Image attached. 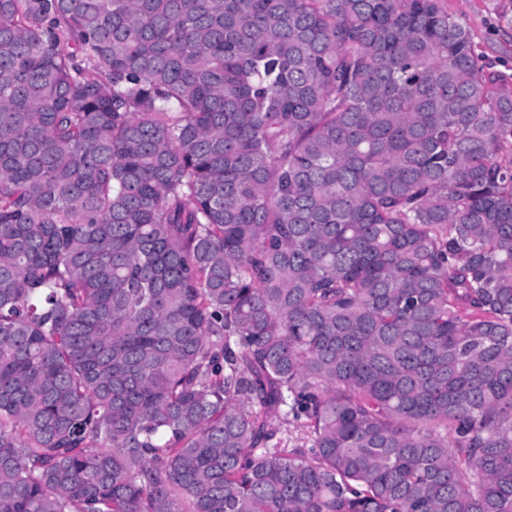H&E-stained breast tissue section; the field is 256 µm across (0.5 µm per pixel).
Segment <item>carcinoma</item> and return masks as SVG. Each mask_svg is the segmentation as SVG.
Listing matches in <instances>:
<instances>
[{"label": "carcinoma", "instance_id": "carcinoma-1", "mask_svg": "<svg viewBox=\"0 0 512 512\" xmlns=\"http://www.w3.org/2000/svg\"><path fill=\"white\" fill-rule=\"evenodd\" d=\"M0 512H512V83L440 0H0Z\"/></svg>", "mask_w": 512, "mask_h": 512}]
</instances>
